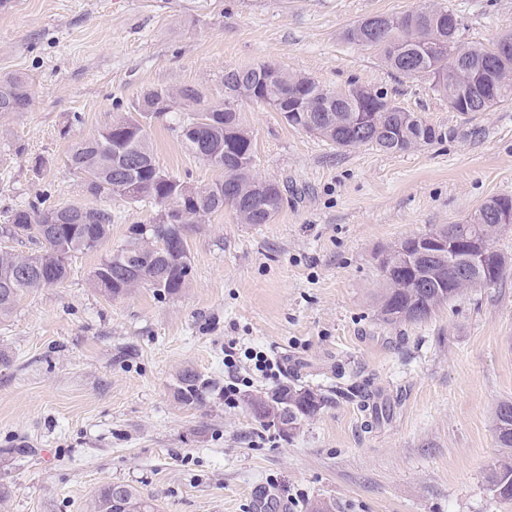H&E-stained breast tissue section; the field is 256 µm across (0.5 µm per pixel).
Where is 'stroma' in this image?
<instances>
[{
	"mask_svg": "<svg viewBox=\"0 0 512 512\" xmlns=\"http://www.w3.org/2000/svg\"><path fill=\"white\" fill-rule=\"evenodd\" d=\"M440 3L460 37L512 32V0H7L0 76L29 78L33 102L5 119L0 210L48 198L111 211L108 243L70 260L61 284L0 319V512H90L97 490L126 483L158 512H253L273 487L288 512H512L491 490L502 450L495 410L512 400V268L420 323L386 322L377 254L512 196V103L455 112L428 81L388 69L344 31ZM272 63L342 90L357 82L449 130L397 154L339 148L242 101L257 172L286 197L267 224L231 210L187 231L192 280L175 296L143 287L108 299L90 275L158 208L83 193L71 144L149 90L200 85L224 100L225 69ZM159 165L198 188L220 170L175 132H149ZM264 351L267 376L228 349ZM216 380L204 405L176 404L179 371ZM249 378L235 403L223 385ZM326 406L290 437L257 422L248 397L282 383Z\"/></svg>",
	"mask_w": 512,
	"mask_h": 512,
	"instance_id": "35a3bbf8",
	"label": "stroma"
}]
</instances>
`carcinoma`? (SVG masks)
I'll return each instance as SVG.
<instances>
[{
  "mask_svg": "<svg viewBox=\"0 0 512 512\" xmlns=\"http://www.w3.org/2000/svg\"><path fill=\"white\" fill-rule=\"evenodd\" d=\"M456 12L432 5L398 16L381 17L384 28L379 37L369 30L365 19L348 28L344 39L375 50L383 63L397 74L424 78L442 97L468 98V110L487 112L512 102V33L484 44L463 42L459 33L448 32V17ZM490 62L496 77L495 95L484 97L473 92L481 85L480 68ZM268 64L224 71V102L208 101L196 85L156 88L147 92L134 111L120 116L112 125L91 137L71 144L67 165L86 193L93 197L115 196L127 201L149 199L159 206L151 221L154 229L144 234L133 224L125 241L92 271L91 286L101 295L116 299L147 285L158 295H177L189 286L191 263L187 228L204 224L224 210V201L251 195L258 179L257 156L252 137L232 134L243 126L240 114L224 111L225 103L248 98L265 107L301 100L307 105L312 122L323 130L325 140L338 148L371 145L386 154L407 151L417 145L442 140L447 134L433 124L415 125L406 118L407 110L395 104L382 112H368L369 132L356 136L351 125L361 107L340 91H332L312 78L278 68L274 78L265 75ZM28 80L19 76L0 78V115L25 112L31 105ZM163 121L177 133L189 153L208 165L224 171V178L205 188V194L192 191L188 182L163 170L156 162L147 128ZM472 232L493 242L497 222L489 210L475 211ZM112 212L81 204L48 205L41 198L26 208H10L0 215V240H26L37 247L29 255L0 250V318L10 315L21 298L33 291L62 283L69 274V260L77 253L98 250L109 239ZM150 259L142 273L139 257ZM446 261L424 259L422 268L431 279L417 284L414 274L383 279L378 299L379 314L385 321L422 322L440 305L459 297L470 284L447 277ZM212 383L191 367L177 375L174 400L185 407L201 406ZM288 393L300 409L301 421L314 418L325 404L319 390L296 384H282L272 393ZM254 396V418L265 427L276 426L280 413ZM498 447L503 457L495 466L491 484L496 496L512 500V400L499 404L496 411ZM125 512H157L156 505L132 485L110 483L93 499L92 512H114L113 503Z\"/></svg>",
  "mask_w": 512,
  "mask_h": 512,
  "instance_id": "1",
  "label": "carcinoma"
}]
</instances>
